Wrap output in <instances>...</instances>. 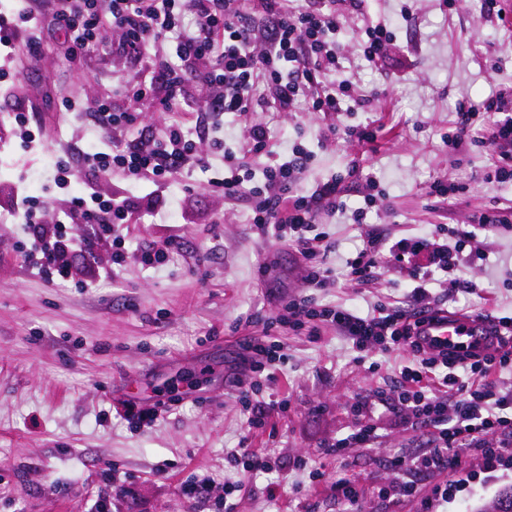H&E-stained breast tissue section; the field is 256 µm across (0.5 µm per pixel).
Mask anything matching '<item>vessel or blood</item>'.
Here are the masks:
<instances>
[{
	"label": "vessel or blood",
	"mask_w": 512,
	"mask_h": 512,
	"mask_svg": "<svg viewBox=\"0 0 512 512\" xmlns=\"http://www.w3.org/2000/svg\"><path fill=\"white\" fill-rule=\"evenodd\" d=\"M417 330L441 346L468 342L480 348L492 342L496 334L494 323L482 316L465 317L444 312L421 316Z\"/></svg>",
	"instance_id": "obj_1"
}]
</instances>
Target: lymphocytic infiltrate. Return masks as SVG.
<instances>
[{
    "mask_svg": "<svg viewBox=\"0 0 512 512\" xmlns=\"http://www.w3.org/2000/svg\"><path fill=\"white\" fill-rule=\"evenodd\" d=\"M13 2L14 18L0 15V48L11 49L21 41L35 54L45 36L61 30L77 49L88 51L96 48L99 31L112 25L120 32L119 53L143 62L151 73L150 79L136 84L122 83L119 93L153 102L168 115L159 131L136 138L132 131L138 114L107 103L95 105L94 126L113 134L114 141L110 150L82 157L85 168L103 174L118 171L131 181L152 183V192L111 197L88 182L82 195L68 198L48 224L25 184L10 183V202L0 217L21 225L30 243L24 261L46 282L72 279L73 254H94L104 243L112 247V264L86 285L92 288L97 280L116 277L127 258L123 225L153 208L159 188L170 179L209 168L207 156L195 146L196 139L209 136V127L199 119L193 130H185L181 117L192 95H199L216 116L312 112L331 117V124L319 131L324 143L341 133L371 149L385 131L384 124L373 121L356 126L336 123L369 103L355 78L340 74V7L345 0H257L251 12L241 0H50V15L39 18L31 0ZM490 112L499 118L480 141L490 157L483 179L511 184L512 100L505 93L479 106L459 103L442 143L457 148L469 139L479 117ZM252 155L264 157L261 170L252 168ZM312 159V153L298 144L281 150L266 126L254 124L247 128L242 146L225 148L224 174L211 180L225 201L248 198L252 230L294 250L307 270V292L290 295L278 315L267 321L266 331L306 326L314 332L326 324L360 353L388 354L400 346L410 350L408 363L388 385L389 401L404 423L428 430L429 438L420 456L391 457L393 478L379 488L380 497L413 494V485L401 478L409 466L439 473L453 470L463 454L477 446L484 450L486 469L496 470L512 459V387H505L500 376L512 365V317L495 318L496 344L453 354L427 351L414 319L458 293L477 292L478 282L463 278L461 270L473 258H486L492 246L490 233L512 227V211L492 206L465 222L400 235L375 233L366 230L365 221L385 196L379 178L366 177L362 201L352 207L343 198L339 175L305 184ZM325 215L348 219L361 230V247L344 263L348 282L368 290L392 271L407 283L403 297L365 311L316 301V290L337 281L335 270L325 263L332 248L331 235L322 226ZM71 224L86 225V233L70 235ZM435 280L444 285L441 293L429 289ZM245 350L246 373L238 382L236 398L248 414L249 429L263 431L286 404L261 400L258 377L274 372L287 355L278 341L268 338L250 340Z\"/></svg>",
    "mask_w": 512,
    "mask_h": 512,
    "instance_id": "1",
    "label": "lymphocytic infiltrate"
}]
</instances>
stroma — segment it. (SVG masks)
I'll return each mask as SVG.
<instances>
[{
  "instance_id": "1",
  "label": "stroma",
  "mask_w": 512,
  "mask_h": 512,
  "mask_svg": "<svg viewBox=\"0 0 512 512\" xmlns=\"http://www.w3.org/2000/svg\"><path fill=\"white\" fill-rule=\"evenodd\" d=\"M484 0H416L410 20L400 18L399 0H360L346 7L341 41L343 61L355 73L371 103L355 121L379 119L398 125L379 137L375 151L337 135L317 142L320 119L304 112H251L218 118L217 128L196 147L211 168L176 179L153 210L123 234L132 256L116 279L93 288L44 282L21 257L19 225L0 223V512H95L101 493H111V512H186L180 486L190 478L223 485L238 480L235 512H347L334 490L336 475H352L360 512H424L433 488L473 474L442 512H477L503 490L512 489V465L484 471L479 451L462 458L450 473L409 470L413 496L392 503L378 489L392 472L397 452L420 453L427 432L396 424L382 405L358 412L359 401L388 384L403 362L399 354L357 360L351 344L333 327L281 330L288 364L262 394L286 400L274 431L250 432L236 400L242 344L262 336L283 297L300 292L304 265L289 247L252 233L247 201L225 203L210 186L224 168L216 140L234 144L247 125H266L281 147L299 143L315 160L306 181L344 170L358 158L362 174L380 179L386 199L367 219L371 228L401 232L440 223L427 185L433 176L453 174L462 189L448 208L459 221L487 204L512 205V183H486L484 150H465L451 166L441 138L452 127L459 100L477 104L512 87V21L488 20ZM394 25L396 40L378 66L362 59L358 40L376 20ZM119 33L104 27L97 51L72 56L63 32L50 35L38 56L17 44L0 61V85L20 92L41 128L45 150L11 144L0 153V179L23 178L38 196L46 220H53L65 196L44 170L50 155L69 158L73 184L86 172L82 150L110 147L109 138L90 131L83 105L111 101L139 113L141 129L157 131L162 113L117 95L119 79L140 75L115 48ZM77 110L65 111L63 98ZM181 247L160 266L144 265L137 251L168 236ZM463 277L489 287L486 297L458 295L449 311L480 310L494 316L512 312V233L496 239L489 260L464 269ZM406 285L388 273L370 293L342 285L318 292L320 304L367 308L402 296ZM160 404L148 425L125 418L129 405ZM378 427L376 447L348 449L343 458L326 452L334 439L359 425ZM269 449L272 472L230 467L240 443ZM322 472L311 484L310 469ZM278 487L268 496V487Z\"/></svg>"
}]
</instances>
